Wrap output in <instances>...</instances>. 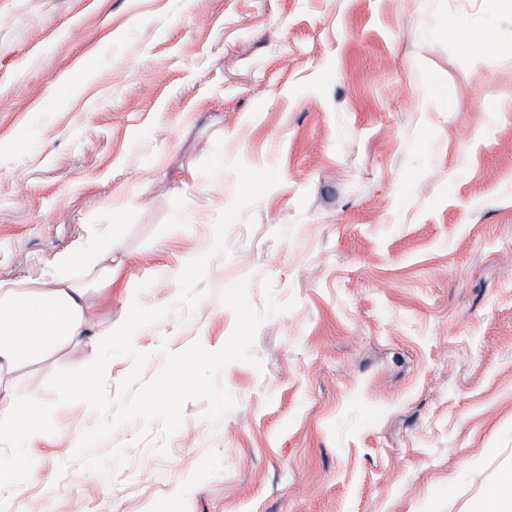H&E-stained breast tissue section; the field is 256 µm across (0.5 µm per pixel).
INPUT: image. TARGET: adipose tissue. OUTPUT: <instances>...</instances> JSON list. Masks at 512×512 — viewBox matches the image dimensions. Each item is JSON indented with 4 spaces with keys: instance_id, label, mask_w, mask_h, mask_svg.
Returning a JSON list of instances; mask_svg holds the SVG:
<instances>
[{
    "instance_id": "adipose-tissue-1",
    "label": "adipose tissue",
    "mask_w": 512,
    "mask_h": 512,
    "mask_svg": "<svg viewBox=\"0 0 512 512\" xmlns=\"http://www.w3.org/2000/svg\"><path fill=\"white\" fill-rule=\"evenodd\" d=\"M120 247L110 242L91 252V275L77 280L62 273L74 254L63 255L34 288L0 280V446L25 435L31 446L42 440V424L18 402L6 381L20 367L68 347L96 340L95 327L112 311V290L119 287Z\"/></svg>"
}]
</instances>
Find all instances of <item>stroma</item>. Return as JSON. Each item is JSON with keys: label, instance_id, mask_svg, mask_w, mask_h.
<instances>
[{"label": "stroma", "instance_id": "35a3bbf8", "mask_svg": "<svg viewBox=\"0 0 512 512\" xmlns=\"http://www.w3.org/2000/svg\"><path fill=\"white\" fill-rule=\"evenodd\" d=\"M110 237L145 378L240 279L297 305L166 455L131 423L112 479L73 463L81 402L0 448L12 512H466L512 471V0H0V279Z\"/></svg>", "mask_w": 512, "mask_h": 512}]
</instances>
